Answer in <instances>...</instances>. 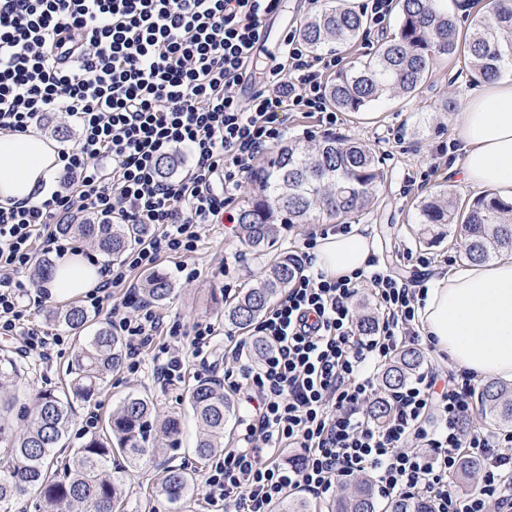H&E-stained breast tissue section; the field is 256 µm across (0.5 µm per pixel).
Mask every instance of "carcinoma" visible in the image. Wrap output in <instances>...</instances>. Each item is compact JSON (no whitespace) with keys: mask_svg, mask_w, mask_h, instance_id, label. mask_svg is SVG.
<instances>
[{"mask_svg":"<svg viewBox=\"0 0 512 512\" xmlns=\"http://www.w3.org/2000/svg\"><path fill=\"white\" fill-rule=\"evenodd\" d=\"M400 15L393 38L382 42L364 61H359L330 80V103L342 112L359 113L396 91L412 93L428 78L438 55H453L463 49L467 75L473 82L490 81L512 67V0H493L490 15L474 20L468 42L460 44L457 25L442 0H400ZM365 27L363 16L345 0H324L318 13L301 30L305 43L314 51L332 44L354 42ZM385 174L375 152L356 138L325 136L312 145L290 141L268 158L261 173L253 176V190L241 209L240 242L265 257L256 283L225 304L224 317L235 328L247 332L270 303L289 287L297 273V262L286 252L272 247L283 224H311L324 218L346 219L361 215L378 200ZM418 223L448 224L462 241V256L469 261H486L503 252L512 253V204L483 194L460 204L441 191L418 206ZM74 235L91 239L106 256H119L139 241L143 224H114L112 219L97 224H63ZM172 284L161 275L146 280L145 296L161 303ZM74 333L88 328V314L72 306L54 314ZM119 336L101 325L84 338L68 365V391L52 389L29 395L32 412L16 433L4 422L10 401L0 402V442L8 448L0 458V509L29 490L39 493L43 512H121L126 476L131 468L157 462L163 449L154 446L151 431L158 428L174 439L180 431L175 416L158 414L153 400L140 393L128 394L109 415L105 429L70 449L63 474L57 459L62 441L73 421L74 402L89 403L101 392L107 375L120 367ZM421 365L414 347L398 351L383 373L384 388L404 385ZM481 415L499 426L512 425V390L495 380L486 381L477 392ZM188 404L203 427L195 451L207 458L224 449V429L234 415V401L221 385L201 380L188 392ZM119 456L121 466L113 462ZM480 467L478 460H460L455 479L466 480ZM193 477L183 467H162L157 492L168 503L186 500ZM274 512H310L301 498H288ZM330 512H375V491L359 480L336 497ZM386 512H428L421 499L394 497Z\"/></svg>","mask_w":512,"mask_h":512,"instance_id":"cac0c4a2","label":"carcinoma"}]
</instances>
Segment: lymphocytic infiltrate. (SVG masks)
I'll list each match as a JSON object with an SVG mask.
<instances>
[{"mask_svg": "<svg viewBox=\"0 0 512 512\" xmlns=\"http://www.w3.org/2000/svg\"><path fill=\"white\" fill-rule=\"evenodd\" d=\"M280 8L281 0H0V129L34 131L58 112L81 130L58 153L56 189L0 207L1 336L22 337L44 359L61 345L60 333L30 318L26 274L38 252H76L59 227L91 213L150 229L120 262L102 265L100 285L82 301L109 310L128 372L159 339L173 347L153 365L160 388L184 381L188 357L208 359L212 324L185 329L148 300L132 318L109 301L161 255L195 253L204 225L234 222L245 176L287 139L289 113L329 130L338 123L326 79L341 69L339 54L314 53L293 26L258 70L266 21ZM247 84L254 90L244 101ZM173 152L190 161L176 179L159 169ZM316 244L294 243L299 271L253 328L268 347L262 360L246 355L243 340L228 349L224 387L244 395L245 410L237 447L207 464L210 505L272 512L293 492L324 499L365 477L380 497L422 496L433 512H512V429L474 426L478 374L432 368L380 392L378 375L395 353L426 342L425 281L392 275L376 256L367 270L327 278L313 265ZM365 292L378 312L370 336L354 315ZM381 399L389 416L379 423L370 407ZM287 449L298 464L282 460ZM464 455L481 460L467 493L453 481Z\"/></svg>", "mask_w": 512, "mask_h": 512, "instance_id": "f902f5d3", "label": "lymphocytic infiltrate"}]
</instances>
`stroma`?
Returning <instances> with one entry per match:
<instances>
[{"label": "stroma", "mask_w": 512, "mask_h": 512, "mask_svg": "<svg viewBox=\"0 0 512 512\" xmlns=\"http://www.w3.org/2000/svg\"><path fill=\"white\" fill-rule=\"evenodd\" d=\"M315 7L309 0H283L280 11L267 21L269 36L258 50V61L267 64L276 56L283 31L289 26L303 25ZM479 90L471 82L460 57L441 56L434 61L425 84L414 93H395L389 99L371 106V115L361 118L341 113L336 126L339 134L360 138L375 149L386 172V182L376 204L367 213L356 216L359 224L370 225L379 243V256L391 271L407 279H430L444 273L448 264H462L461 241L449 234L447 225L436 226L431 234L420 232L417 206L440 190H448L460 200H471L481 191L450 175L449 170L461 166L462 149L456 148L454 126L456 113L442 111V103L455 99L458 107H465ZM445 156L446 164L438 171L430 165L437 156ZM425 177L424 186L402 193L407 177ZM424 252L434 257L432 266L424 268L408 263L405 251ZM200 275L185 279L178 271L182 257H162L157 271L170 278L173 293L168 300L158 304L159 313L181 320L185 325L197 322L214 324L217 344H224L227 337L236 336V329L224 318V299L256 281L263 262L242 247L234 234L223 225L209 224L200 232V242L191 257ZM65 342L52 360L39 359L37 355H22L20 339L16 336L0 337V356L13 359L15 372L0 382V390L16 395L11 410L14 426H21L31 405L27 393L39 388L63 389L64 370L73 358L78 340L72 332H65ZM158 348L144 353L139 373L130 374L126 368L109 373L104 390L96 402L78 405L77 417L68 436V447H78L85 439L83 430L88 418H95L97 427H104L109 413L130 392L148 395L161 412L174 413L182 419V432L170 443L166 461L171 465H184L195 477L189 497L177 512H210L207 503L208 489L204 482L205 460L199 459L194 445L199 427L187 407L189 385L200 380H220L223 367L209 368L193 359L188 363L185 382L168 389H160L152 377L153 359ZM159 477L158 468L146 465L131 470L125 486L123 512H176L167 503L158 500L154 486Z\"/></svg>", "instance_id": "obj_1"}]
</instances>
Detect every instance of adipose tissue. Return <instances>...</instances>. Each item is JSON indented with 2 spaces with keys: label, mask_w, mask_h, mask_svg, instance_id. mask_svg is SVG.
Instances as JSON below:
<instances>
[{
  "label": "adipose tissue",
  "mask_w": 512,
  "mask_h": 512,
  "mask_svg": "<svg viewBox=\"0 0 512 512\" xmlns=\"http://www.w3.org/2000/svg\"><path fill=\"white\" fill-rule=\"evenodd\" d=\"M465 152V183L512 203V80L486 82L469 100L456 127ZM60 164L55 143L33 132L0 130V205L31 197L52 184ZM377 251L368 225L318 239L316 269L335 277L365 269ZM101 282L95 264L79 256L60 261L50 293L72 299ZM419 318L438 351L456 367L512 381V258L452 266L432 279Z\"/></svg>",
  "instance_id": "obj_1"
}]
</instances>
